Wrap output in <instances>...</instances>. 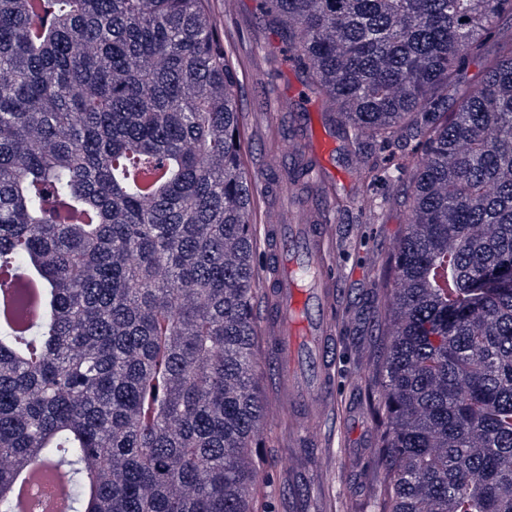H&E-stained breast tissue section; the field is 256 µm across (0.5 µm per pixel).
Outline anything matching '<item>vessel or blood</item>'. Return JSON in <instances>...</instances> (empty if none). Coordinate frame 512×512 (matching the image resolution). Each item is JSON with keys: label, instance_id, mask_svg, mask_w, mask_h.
<instances>
[{"label": "vessel or blood", "instance_id": "1", "mask_svg": "<svg viewBox=\"0 0 512 512\" xmlns=\"http://www.w3.org/2000/svg\"><path fill=\"white\" fill-rule=\"evenodd\" d=\"M264 228L269 261L261 285L270 316L263 329L289 389L288 441L300 448L308 438L305 418L336 404V288L343 272L330 261L336 232L327 220L270 209Z\"/></svg>", "mask_w": 512, "mask_h": 512}]
</instances>
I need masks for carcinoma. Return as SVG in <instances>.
I'll list each match as a JSON object with an SVG mask.
<instances>
[{
  "label": "carcinoma",
  "instance_id": "1",
  "mask_svg": "<svg viewBox=\"0 0 512 512\" xmlns=\"http://www.w3.org/2000/svg\"><path fill=\"white\" fill-rule=\"evenodd\" d=\"M205 2L0 0V488L54 469L65 512H253L252 188ZM260 8L349 145L425 138L393 165L379 512H512V35L456 81L512 0Z\"/></svg>",
  "mask_w": 512,
  "mask_h": 512
}]
</instances>
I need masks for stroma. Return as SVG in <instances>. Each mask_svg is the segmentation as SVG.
Masks as SVG:
<instances>
[{
    "instance_id": "obj_1",
    "label": "stroma",
    "mask_w": 512,
    "mask_h": 512,
    "mask_svg": "<svg viewBox=\"0 0 512 512\" xmlns=\"http://www.w3.org/2000/svg\"><path fill=\"white\" fill-rule=\"evenodd\" d=\"M258 0H209L224 37L227 62L236 78L244 126L243 159L253 191L256 224L255 260L266 254L265 211L287 208L289 199L305 211L327 214L336 226L334 260L345 270L338 285L342 314L336 325L340 355L336 361V410L321 427L326 447L308 449L299 467L286 472L292 450L281 423L287 402L277 384L274 362L256 345V376L265 419L259 432L261 453L254 460L256 512H373L385 475L375 456L378 425L367 390L387 342L385 261L393 253L406 221L409 180H394L378 157L412 155L418 140L389 144L366 138L359 154L373 167L372 180H362L347 140L327 102L308 92L307 74L284 50V34L263 20ZM326 143L323 156L332 196H308L295 183L288 148L299 139Z\"/></svg>"
}]
</instances>
